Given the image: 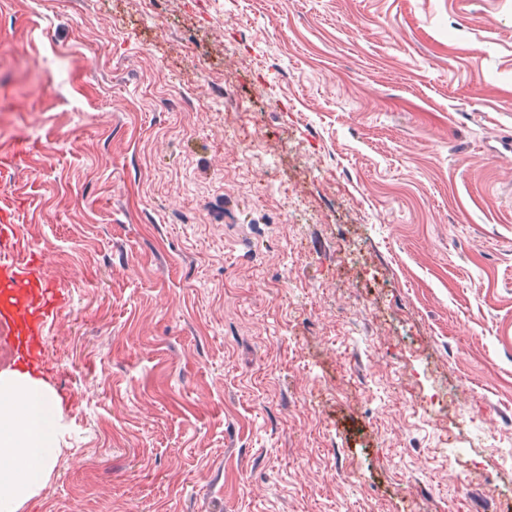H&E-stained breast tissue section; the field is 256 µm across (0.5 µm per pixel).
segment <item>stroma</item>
<instances>
[{
	"instance_id": "obj_1",
	"label": "stroma",
	"mask_w": 512,
	"mask_h": 512,
	"mask_svg": "<svg viewBox=\"0 0 512 512\" xmlns=\"http://www.w3.org/2000/svg\"><path fill=\"white\" fill-rule=\"evenodd\" d=\"M1 153L19 512H512V0H0ZM16 224H0V334L10 346L11 356L40 372H47L42 339L50 319L66 306L65 290L49 281L36 260L35 245L18 257ZM62 411L42 380L0 373V511L42 491L59 455Z\"/></svg>"
}]
</instances>
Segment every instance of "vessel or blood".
Returning <instances> with one entry per match:
<instances>
[{
    "label": "vessel or blood",
    "mask_w": 512,
    "mask_h": 512,
    "mask_svg": "<svg viewBox=\"0 0 512 512\" xmlns=\"http://www.w3.org/2000/svg\"><path fill=\"white\" fill-rule=\"evenodd\" d=\"M26 257H19V250ZM36 246H22L16 225L0 224V338L11 356L46 371L42 339L50 319L66 306L63 288L49 281L37 260Z\"/></svg>",
    "instance_id": "obj_1"
}]
</instances>
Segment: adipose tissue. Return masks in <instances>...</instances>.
Segmentation results:
<instances>
[{
	"instance_id": "obj_1",
	"label": "adipose tissue",
	"mask_w": 512,
	"mask_h": 512,
	"mask_svg": "<svg viewBox=\"0 0 512 512\" xmlns=\"http://www.w3.org/2000/svg\"><path fill=\"white\" fill-rule=\"evenodd\" d=\"M62 411L42 380L0 373V512L42 491L59 455Z\"/></svg>"
}]
</instances>
